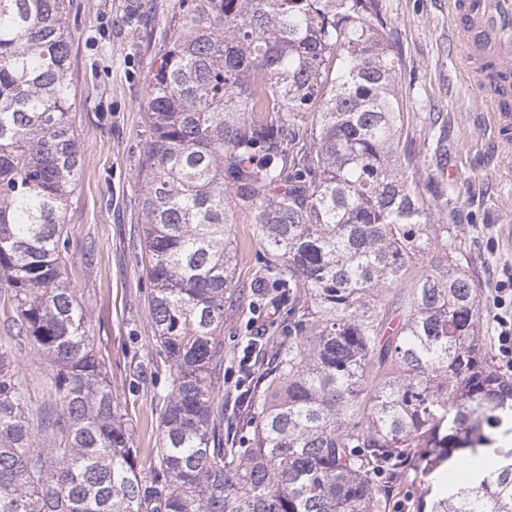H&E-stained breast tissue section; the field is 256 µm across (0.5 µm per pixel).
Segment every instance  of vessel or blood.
<instances>
[{"instance_id":"1","label":"vessel or blood","mask_w":512,"mask_h":512,"mask_svg":"<svg viewBox=\"0 0 512 512\" xmlns=\"http://www.w3.org/2000/svg\"><path fill=\"white\" fill-rule=\"evenodd\" d=\"M458 65L481 93L495 147L512 155V0H448Z\"/></svg>"}]
</instances>
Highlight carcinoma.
I'll list each match as a JSON object with an SVG mask.
<instances>
[{"mask_svg": "<svg viewBox=\"0 0 512 512\" xmlns=\"http://www.w3.org/2000/svg\"><path fill=\"white\" fill-rule=\"evenodd\" d=\"M66 2L0 0V325L52 367L36 406L0 345V512H512V364L405 132L379 0H177L139 169L148 364L171 383L138 465L62 256L80 169ZM242 218L264 249L251 303L281 319L226 426Z\"/></svg>", "mask_w": 512, "mask_h": 512, "instance_id": "carcinoma-1", "label": "carcinoma"}]
</instances>
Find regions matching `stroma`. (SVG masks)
Returning a JSON list of instances; mask_svg holds the SVG:
<instances>
[{
  "instance_id": "35a3bbf8",
  "label": "stroma",
  "mask_w": 512,
  "mask_h": 512,
  "mask_svg": "<svg viewBox=\"0 0 512 512\" xmlns=\"http://www.w3.org/2000/svg\"><path fill=\"white\" fill-rule=\"evenodd\" d=\"M156 2L149 24L139 31L124 21L127 0H70L69 6L68 77L77 90L72 116L81 165L65 226L68 275L106 364L118 414L145 464L159 446L153 389L170 380L165 370L153 379L143 373L155 343L148 254L137 221L144 77L159 63L176 0ZM380 5L406 58L399 85L414 104V136L421 142L446 131L447 158L435 172L456 201L454 222L470 270L488 299L496 300L500 280L512 275V161L494 151L488 116L477 110V95L456 64L448 0H380ZM233 234L235 280L246 287L262 272L263 247L254 225H235ZM273 321L268 312H254L247 297L225 299V366H236L248 333H263ZM12 347L32 402L41 403L40 382L49 366L29 343L16 340Z\"/></svg>"
}]
</instances>
